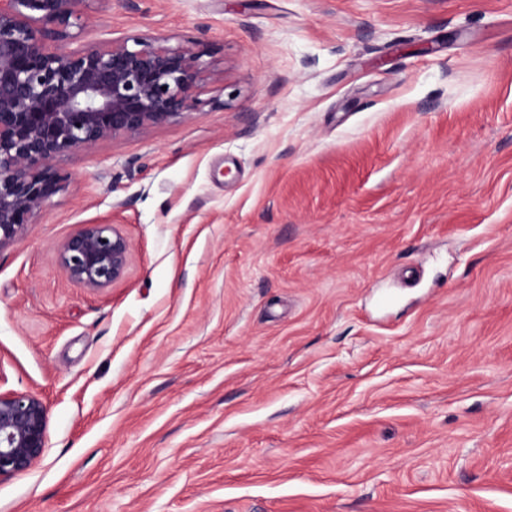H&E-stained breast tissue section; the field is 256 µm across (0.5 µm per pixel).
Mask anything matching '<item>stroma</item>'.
I'll list each match as a JSON object with an SVG mask.
<instances>
[{
    "label": "stroma",
    "mask_w": 512,
    "mask_h": 512,
    "mask_svg": "<svg viewBox=\"0 0 512 512\" xmlns=\"http://www.w3.org/2000/svg\"><path fill=\"white\" fill-rule=\"evenodd\" d=\"M203 48L0 249V512H512V0H89L63 48ZM114 224L124 277L56 263ZM129 243L114 224H84L59 246L56 262L71 281L92 291L123 278ZM48 413L38 397L0 391V480L28 471L47 443Z\"/></svg>",
    "instance_id": "35a3bbf8"
}]
</instances>
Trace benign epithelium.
<instances>
[{
	"mask_svg": "<svg viewBox=\"0 0 512 512\" xmlns=\"http://www.w3.org/2000/svg\"><path fill=\"white\" fill-rule=\"evenodd\" d=\"M86 0H0V249L22 239L68 175L59 163L108 138L188 118L201 104L204 53L163 37L65 52ZM129 243L84 224L59 246L68 279L99 291L123 278ZM38 397L0 392V479L29 470L47 443Z\"/></svg>",
	"mask_w": 512,
	"mask_h": 512,
	"instance_id": "obj_1",
	"label": "benign epithelium"
}]
</instances>
